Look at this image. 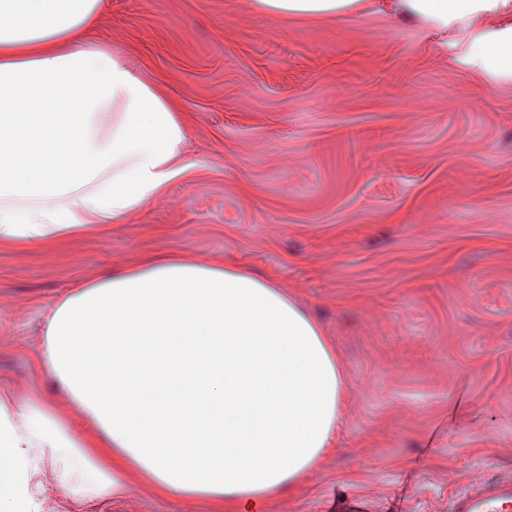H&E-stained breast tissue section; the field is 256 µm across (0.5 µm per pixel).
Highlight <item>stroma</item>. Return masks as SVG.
I'll return each instance as SVG.
<instances>
[{
    "label": "stroma",
    "mask_w": 512,
    "mask_h": 512,
    "mask_svg": "<svg viewBox=\"0 0 512 512\" xmlns=\"http://www.w3.org/2000/svg\"><path fill=\"white\" fill-rule=\"evenodd\" d=\"M72 39L187 115L190 168L106 233L0 250V401H59L38 360L74 285L188 252L287 285L345 373L336 451L264 512H448L512 476V82L475 72L464 34L380 0L312 22L251 0H106ZM36 466V512H214L139 474L94 497Z\"/></svg>",
    "instance_id": "stroma-1"
}]
</instances>
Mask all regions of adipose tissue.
I'll return each mask as SVG.
<instances>
[{
	"instance_id": "obj_1",
	"label": "adipose tissue",
	"mask_w": 512,
	"mask_h": 512,
	"mask_svg": "<svg viewBox=\"0 0 512 512\" xmlns=\"http://www.w3.org/2000/svg\"><path fill=\"white\" fill-rule=\"evenodd\" d=\"M102 0H0V246L52 252L107 231L184 173L183 113L111 49L74 43ZM439 32L473 29L468 61L512 79V0H384ZM264 15L333 18L367 0H253ZM45 368L66 411L0 402V512H32L33 451L78 491L160 493L261 512L332 451L345 379L286 286L175 255L78 283L47 320ZM92 437L77 435L67 410Z\"/></svg>"
}]
</instances>
